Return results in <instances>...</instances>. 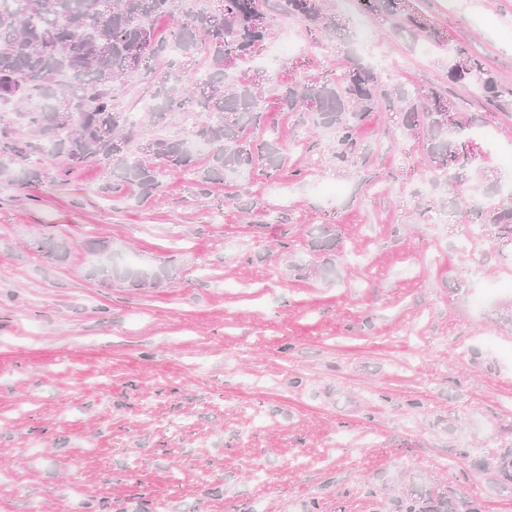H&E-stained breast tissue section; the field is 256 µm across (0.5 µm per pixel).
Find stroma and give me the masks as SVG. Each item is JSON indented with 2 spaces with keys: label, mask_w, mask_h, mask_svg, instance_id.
<instances>
[{
  "label": "stroma",
  "mask_w": 512,
  "mask_h": 512,
  "mask_svg": "<svg viewBox=\"0 0 512 512\" xmlns=\"http://www.w3.org/2000/svg\"><path fill=\"white\" fill-rule=\"evenodd\" d=\"M328 5L340 32L276 17L238 75L269 88L360 61L387 85L446 90L482 119L480 166L512 183V0L414 2L497 74L493 106L449 85L446 51L363 0ZM269 122L283 173L206 196L189 173L165 174L144 204L100 194L102 167L0 181V512H398L421 485L512 512L486 468L512 448V292L472 305L512 281V258L449 220L448 189L396 113L362 124L349 166L311 121L273 103ZM325 225L337 251L316 246ZM89 240L169 276L93 278Z\"/></svg>",
  "instance_id": "stroma-1"
}]
</instances>
